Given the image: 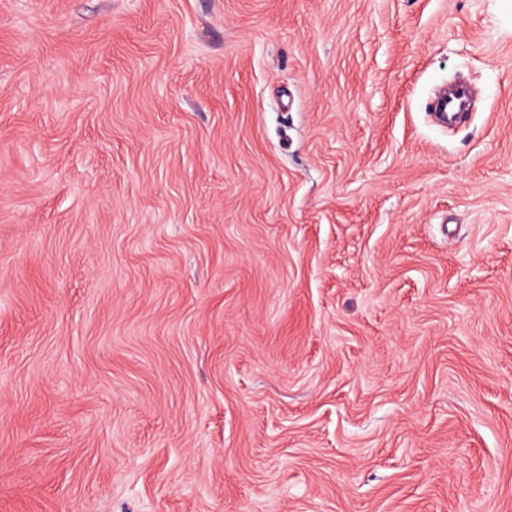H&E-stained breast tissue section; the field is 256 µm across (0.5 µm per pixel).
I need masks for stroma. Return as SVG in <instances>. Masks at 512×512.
Instances as JSON below:
<instances>
[{"label": "stroma", "instance_id": "35a3bbf8", "mask_svg": "<svg viewBox=\"0 0 512 512\" xmlns=\"http://www.w3.org/2000/svg\"><path fill=\"white\" fill-rule=\"evenodd\" d=\"M0 512H512V0H0Z\"/></svg>", "mask_w": 512, "mask_h": 512}]
</instances>
